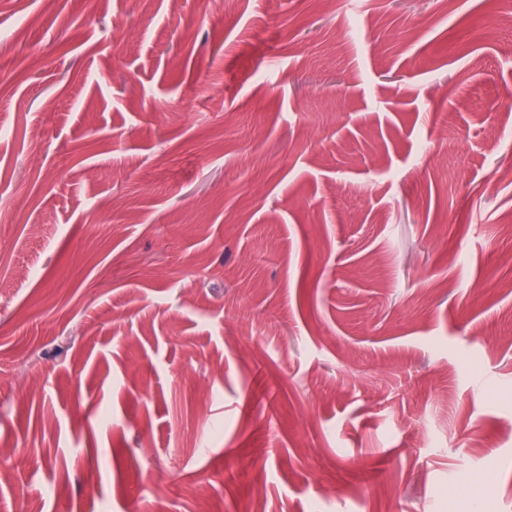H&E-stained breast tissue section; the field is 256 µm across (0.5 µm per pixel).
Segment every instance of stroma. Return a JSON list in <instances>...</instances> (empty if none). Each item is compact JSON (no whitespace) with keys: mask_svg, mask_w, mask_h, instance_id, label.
<instances>
[{"mask_svg":"<svg viewBox=\"0 0 512 512\" xmlns=\"http://www.w3.org/2000/svg\"><path fill=\"white\" fill-rule=\"evenodd\" d=\"M498 0H0V512H512Z\"/></svg>","mask_w":512,"mask_h":512,"instance_id":"obj_1","label":"stroma"}]
</instances>
